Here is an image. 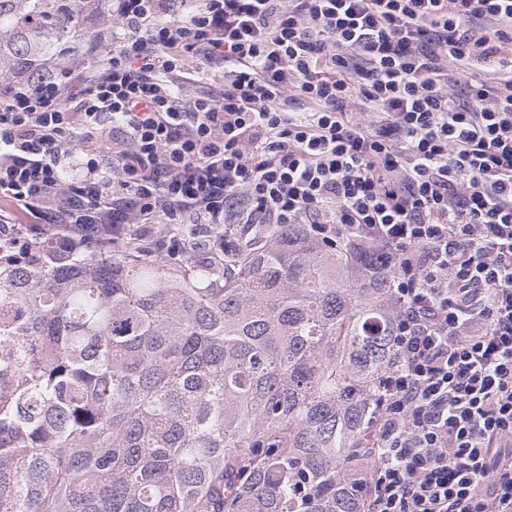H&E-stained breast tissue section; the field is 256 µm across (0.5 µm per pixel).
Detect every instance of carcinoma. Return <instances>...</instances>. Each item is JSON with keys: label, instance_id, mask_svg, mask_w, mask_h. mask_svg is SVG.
Segmentation results:
<instances>
[{"label": "carcinoma", "instance_id": "cac0c4a2", "mask_svg": "<svg viewBox=\"0 0 512 512\" xmlns=\"http://www.w3.org/2000/svg\"><path fill=\"white\" fill-rule=\"evenodd\" d=\"M111 0H0V83L84 61ZM0 257V512H354L338 471L395 358L372 251L305 224L229 265L69 224Z\"/></svg>", "mask_w": 512, "mask_h": 512}]
</instances>
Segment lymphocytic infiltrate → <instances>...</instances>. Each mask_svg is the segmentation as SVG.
<instances>
[{
  "mask_svg": "<svg viewBox=\"0 0 512 512\" xmlns=\"http://www.w3.org/2000/svg\"><path fill=\"white\" fill-rule=\"evenodd\" d=\"M170 10L112 0L96 75L0 91V198L89 240L162 225L174 259L284 224L371 247L395 359L345 470L356 512H512V0Z\"/></svg>",
  "mask_w": 512,
  "mask_h": 512,
  "instance_id": "lymphocytic-infiltrate-1",
  "label": "lymphocytic infiltrate"
}]
</instances>
